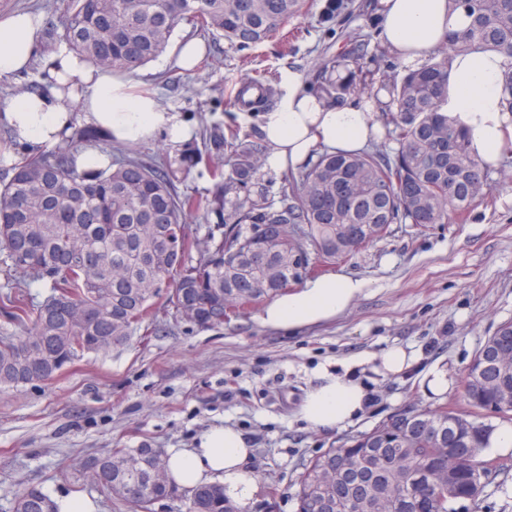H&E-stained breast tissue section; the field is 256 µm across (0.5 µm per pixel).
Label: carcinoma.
I'll use <instances>...</instances> for the list:
<instances>
[{"mask_svg": "<svg viewBox=\"0 0 512 512\" xmlns=\"http://www.w3.org/2000/svg\"><path fill=\"white\" fill-rule=\"evenodd\" d=\"M465 9L467 27L448 35L433 61L401 79L374 84L347 70L324 92L378 96L385 102V135L397 148L354 154L323 152L284 179L281 206L253 201L228 216L224 233L208 236L198 261L197 239L184 236L181 255L167 251V231L197 208L179 196L153 164L115 158L104 168L77 166L79 142L102 140L83 132L81 141L39 155H24L12 178L0 184V247L8 252L18 282L0 297V310L17 324L32 320L21 336L0 338V387L45 381L89 353L125 345L156 301L183 318L190 294L200 313L219 315L214 324L271 299L302 278L295 257L327 263L383 238L393 224H448L479 200L493 196L489 174L473 159L467 134L441 106L447 96L448 56L495 51L512 58V0H452ZM304 0H69L60 27L49 29L43 49L58 41L91 64L126 74L156 59L177 27L188 22L248 47L276 34L298 16ZM260 160L239 155L237 183L260 172ZM46 283L51 294L31 305L22 297L27 282ZM464 396L475 410L496 407L497 394L478 391L470 379ZM493 425L473 420L463 447L472 460L445 457L436 436L448 434V408L401 411L373 430L342 444L369 462L370 449L387 450L388 477L379 512H448V484L433 486L440 468L459 476L458 489L482 481V454ZM336 449L304 465L298 512H325L309 488ZM153 449L111 448L80 463L99 489L152 512L178 497L168 472L153 477ZM15 512H59L42 489L15 495ZM188 512H240L218 485L191 491Z\"/></svg>", "mask_w": 512, "mask_h": 512, "instance_id": "cac0c4a2", "label": "carcinoma"}]
</instances>
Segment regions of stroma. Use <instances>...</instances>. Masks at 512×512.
<instances>
[{"label": "stroma", "instance_id": "obj_1", "mask_svg": "<svg viewBox=\"0 0 512 512\" xmlns=\"http://www.w3.org/2000/svg\"><path fill=\"white\" fill-rule=\"evenodd\" d=\"M328 2L306 0L280 34L247 48L179 25L168 49L128 80L181 112L191 138L175 143L159 132L137 144H113L103 160L123 152L160 165L179 195L198 200L185 225L201 240L223 233L235 201L263 196L279 203L284 175L268 169L225 192L223 176L232 170L225 136L237 132L243 147L266 151L263 115L285 94L288 76L317 90L326 82V64L336 59L361 60L378 76L403 73L392 54L378 55L376 25L359 9L364 0H353L352 15L326 20ZM191 38L205 52L185 71L176 57ZM259 75L267 88L262 106H238L239 84ZM490 176L492 198L477 202L465 221L395 224L351 257L320 266L319 274L366 283L332 322L274 331L261 325L255 305L201 329L158 306L127 345L85 355L50 380L0 388V512H9L16 492L29 484L55 498L91 500L95 512H135L131 503L99 491L78 471L79 462L108 448H192L214 425L239 430L253 450L249 466L259 491L242 512H297L304 463L346 438L412 407L468 414L462 381L474 355L499 324L512 320V168ZM392 346L415 358L395 376L383 374L376 359ZM326 371L353 376L370 394L358 420L339 431L314 430L300 417ZM433 371L446 375L445 392L430 390ZM484 458L490 468L478 499L455 502L453 512H512V453L489 449Z\"/></svg>", "mask_w": 512, "mask_h": 512}]
</instances>
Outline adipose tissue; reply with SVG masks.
<instances>
[{
    "mask_svg": "<svg viewBox=\"0 0 512 512\" xmlns=\"http://www.w3.org/2000/svg\"><path fill=\"white\" fill-rule=\"evenodd\" d=\"M373 15L382 43L407 72L426 65L449 31L464 29L469 22L464 10L452 9L449 0H379ZM42 40L43 24L33 14L17 11L0 19V79L27 70L37 60L51 83L49 93L20 94L0 110V122L17 143L33 149L57 144L69 134L78 113L124 144L145 141L159 131L174 141L188 137L186 120L162 106L154 94L135 92L128 81L81 61L67 43L41 53ZM511 64V57L494 51L448 58L450 81L443 109L467 129L469 152L484 167L499 166L512 149V112L505 106L503 87V74ZM297 82L296 76H289L288 92L264 118L267 168L300 167L319 150L358 153L379 133L372 102L353 104L301 92ZM365 287V281L348 275H322L275 297L258 319L273 330L299 331L343 314ZM367 401L360 382L326 372L307 394L300 414L316 430H336L350 424ZM251 455L240 431L215 425L196 447L170 452L167 462L179 487L217 483L228 497L245 504L257 491L248 466Z\"/></svg>",
    "mask_w": 512,
    "mask_h": 512,
    "instance_id": "adipose-tissue-1",
    "label": "adipose tissue"
}]
</instances>
